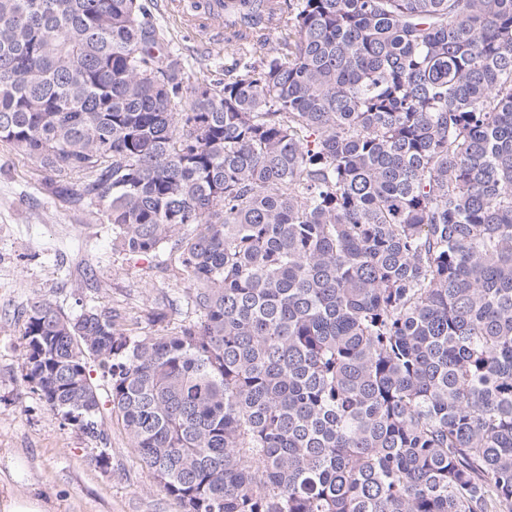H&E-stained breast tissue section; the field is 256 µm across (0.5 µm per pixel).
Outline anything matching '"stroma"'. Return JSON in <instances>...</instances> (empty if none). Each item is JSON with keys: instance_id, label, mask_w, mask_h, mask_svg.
Here are the masks:
<instances>
[{"instance_id": "obj_1", "label": "stroma", "mask_w": 512, "mask_h": 512, "mask_svg": "<svg viewBox=\"0 0 512 512\" xmlns=\"http://www.w3.org/2000/svg\"><path fill=\"white\" fill-rule=\"evenodd\" d=\"M152 0L155 23L166 29L189 65L208 52ZM45 174L0 146V470L6 456L23 463L16 488L58 503V512H182L139 462L116 417H105L98 442L65 424L23 379L21 328L32 299L73 313L82 305L114 308L145 319L163 308L169 325L183 323L178 289L143 257L112 249V227L48 199ZM109 466L97 464L100 453Z\"/></svg>"}]
</instances>
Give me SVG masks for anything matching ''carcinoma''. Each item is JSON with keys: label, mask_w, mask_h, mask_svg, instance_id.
<instances>
[{"label": "carcinoma", "mask_w": 512, "mask_h": 512, "mask_svg": "<svg viewBox=\"0 0 512 512\" xmlns=\"http://www.w3.org/2000/svg\"><path fill=\"white\" fill-rule=\"evenodd\" d=\"M0 0V144L188 322L34 299L24 379L183 512H512V0ZM273 36L258 58L249 48ZM166 0H152L151 10L155 23L166 29L172 38L173 45L179 49L189 65L197 66L199 62L207 60L211 55L205 52L206 47L222 45L224 42V5L222 0H206L205 13L191 16L186 12L173 11L171 0L166 1L168 11L177 16L176 20L165 9ZM184 27L192 30L198 38V43Z\"/></svg>", "instance_id": "obj_1"}]
</instances>
